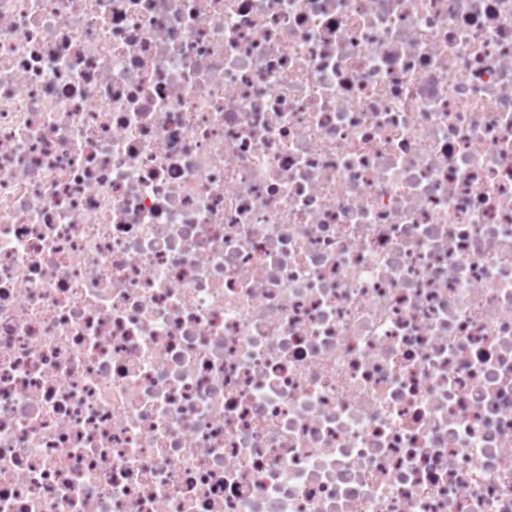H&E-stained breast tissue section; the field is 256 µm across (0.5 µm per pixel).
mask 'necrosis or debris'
Instances as JSON below:
<instances>
[{"instance_id": "necrosis-or-debris-1", "label": "necrosis or debris", "mask_w": 512, "mask_h": 512, "mask_svg": "<svg viewBox=\"0 0 512 512\" xmlns=\"http://www.w3.org/2000/svg\"><path fill=\"white\" fill-rule=\"evenodd\" d=\"M0 512H512V0H0Z\"/></svg>"}]
</instances>
